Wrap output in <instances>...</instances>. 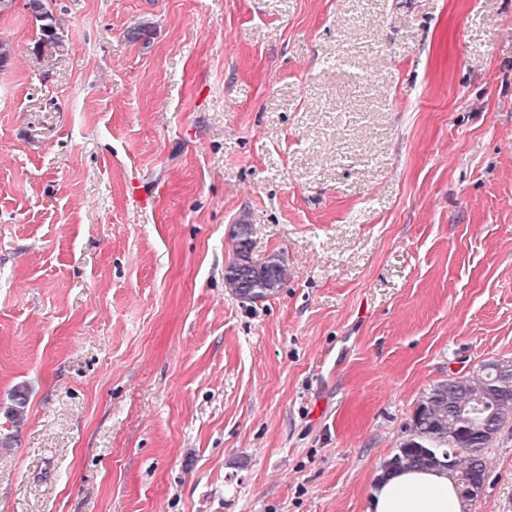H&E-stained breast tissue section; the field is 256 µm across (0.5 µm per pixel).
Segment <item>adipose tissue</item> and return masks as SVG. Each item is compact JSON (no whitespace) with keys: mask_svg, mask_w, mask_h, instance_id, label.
I'll list each match as a JSON object with an SVG mask.
<instances>
[{"mask_svg":"<svg viewBox=\"0 0 512 512\" xmlns=\"http://www.w3.org/2000/svg\"><path fill=\"white\" fill-rule=\"evenodd\" d=\"M369 512H460V503L447 471L406 470L376 479Z\"/></svg>","mask_w":512,"mask_h":512,"instance_id":"adipose-tissue-1","label":"adipose tissue"}]
</instances>
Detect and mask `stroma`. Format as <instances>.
<instances>
[{"instance_id": "obj_1", "label": "stroma", "mask_w": 512, "mask_h": 512, "mask_svg": "<svg viewBox=\"0 0 512 512\" xmlns=\"http://www.w3.org/2000/svg\"><path fill=\"white\" fill-rule=\"evenodd\" d=\"M24 3L0 512H368L423 393L512 359V0H55L58 45ZM472 512H512V422ZM251 226L245 219L233 225V259L224 271L225 288L232 295L246 300L253 295H276L284 287L286 278V268L278 254L262 263L252 260Z\"/></svg>"}]
</instances>
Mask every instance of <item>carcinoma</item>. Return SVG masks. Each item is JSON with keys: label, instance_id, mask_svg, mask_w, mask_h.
<instances>
[{"label": "carcinoma", "instance_id": "cac0c4a2", "mask_svg": "<svg viewBox=\"0 0 512 512\" xmlns=\"http://www.w3.org/2000/svg\"><path fill=\"white\" fill-rule=\"evenodd\" d=\"M53 0H27L43 40H59L51 10ZM252 227L233 225V259L224 271V287L241 298L271 297L284 287L286 268L274 254L262 263L251 258ZM512 422V360L480 364L466 376L440 381L419 399L405 424L404 442L389 458L398 470L443 467L460 486L461 512H471L470 478L486 475L487 453L506 424Z\"/></svg>", "mask_w": 512, "mask_h": 512}]
</instances>
